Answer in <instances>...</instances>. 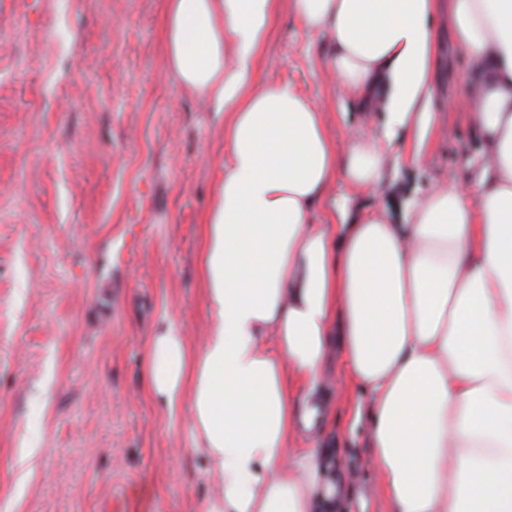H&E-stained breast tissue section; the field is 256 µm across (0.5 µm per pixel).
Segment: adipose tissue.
<instances>
[{"mask_svg":"<svg viewBox=\"0 0 512 512\" xmlns=\"http://www.w3.org/2000/svg\"><path fill=\"white\" fill-rule=\"evenodd\" d=\"M327 36L340 88L387 115L339 149L319 107L254 65L281 7ZM437 0H166L168 67L224 112L228 154L205 217L210 328L150 343L149 386L189 397L193 452L217 488L202 512H332L316 453L317 394L333 341L370 397L372 462L388 512H512V0H451L473 78L461 103L486 150L471 186L440 185L405 223L382 211L317 224L336 181L377 185L391 128L432 122ZM306 389L296 399L289 378Z\"/></svg>","mask_w":512,"mask_h":512,"instance_id":"adipose-tissue-1","label":"adipose tissue"}]
</instances>
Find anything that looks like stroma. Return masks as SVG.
Masks as SVG:
<instances>
[{"label":"stroma","mask_w":512,"mask_h":512,"mask_svg":"<svg viewBox=\"0 0 512 512\" xmlns=\"http://www.w3.org/2000/svg\"><path fill=\"white\" fill-rule=\"evenodd\" d=\"M165 0H0V512H199L216 481L189 453L186 403L149 391V341L173 324L193 348L209 329L204 226L224 155V115L182 87L163 44ZM436 36L425 141L398 135L374 189L342 182L334 205L392 223L439 183L470 182L483 144L454 102L470 65L447 11ZM326 39L274 21L259 82L290 84L337 144L379 128L325 73ZM422 148L425 160L404 159ZM323 426L299 434L342 488L339 512H386L374 486L369 396L333 357Z\"/></svg>","instance_id":"obj_1"}]
</instances>
